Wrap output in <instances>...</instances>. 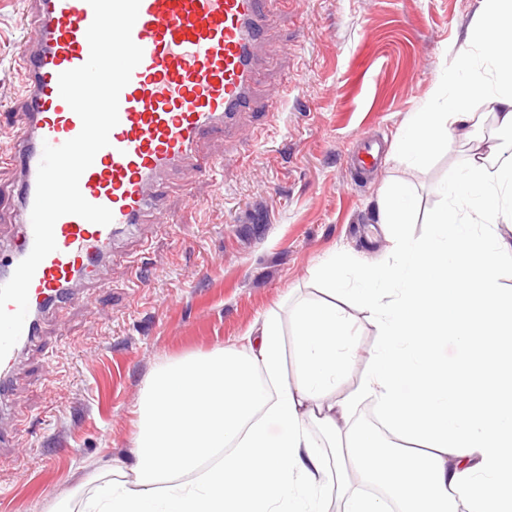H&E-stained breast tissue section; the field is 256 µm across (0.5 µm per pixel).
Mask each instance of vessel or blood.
<instances>
[{"label":"vessel or blood","instance_id":"1","mask_svg":"<svg viewBox=\"0 0 512 512\" xmlns=\"http://www.w3.org/2000/svg\"><path fill=\"white\" fill-rule=\"evenodd\" d=\"M33 26L21 51L25 82L19 123L0 164L17 175L7 244L0 272L12 276L32 250L31 210L44 145L76 137L79 116L62 99L58 77L85 64L87 30L94 17L88 0H33ZM288 0H141L133 41L143 58L119 96V122L110 144L82 174L84 198L111 210L103 226L68 214L54 226L57 244L37 267L28 292L29 311L19 341L0 361V402L9 396L12 371L25 349L36 346L45 321L84 306L83 287H105L117 240L132 235L145 246L147 229L168 225L162 206L167 175L214 172L223 157H209L204 139L243 128L262 75L264 51L278 7Z\"/></svg>","mask_w":512,"mask_h":512}]
</instances>
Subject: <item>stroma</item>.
<instances>
[{"label":"stroma","instance_id":"35a3bbf8","mask_svg":"<svg viewBox=\"0 0 512 512\" xmlns=\"http://www.w3.org/2000/svg\"><path fill=\"white\" fill-rule=\"evenodd\" d=\"M479 0H296L270 30L272 64L258 111L287 101L275 123L254 122L250 138L210 147L224 170L187 183L169 178L172 227L152 236L137 263L115 259L106 287L63 320L48 319L39 347L24 352L21 387L0 412L18 427L0 447V512H45L65 495L80 512L93 494L84 467L131 458L136 404L155 366L218 345L246 350L263 319L291 333L295 306L326 299L313 269L330 259L347 276L392 262L378 198L385 182L410 183L418 199L414 241L443 205L441 185L474 149L495 144L492 122L454 137L427 165L391 155L413 112L446 96L448 50L460 45ZM27 0H0V127L10 128L24 82L19 50L30 33ZM380 141L379 170L352 179L360 138ZM358 356L336 385L354 391L376 329L354 302Z\"/></svg>","mask_w":512,"mask_h":512}]
</instances>
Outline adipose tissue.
<instances>
[{
	"instance_id": "adipose-tissue-1",
	"label": "adipose tissue",
	"mask_w": 512,
	"mask_h": 512,
	"mask_svg": "<svg viewBox=\"0 0 512 512\" xmlns=\"http://www.w3.org/2000/svg\"><path fill=\"white\" fill-rule=\"evenodd\" d=\"M455 87L414 113L393 153L425 165L484 118L508 139L452 170L424 238H399L393 263L347 278L316 269L377 329L360 393L392 433L351 422L356 397L334 384L355 360L353 324L329 302L292 314L299 364L283 373L284 333L268 315L248 352L218 346L167 360L141 390L131 459L97 470L83 512H512V291L499 280L512 243V0H480ZM417 198L388 183L380 221L412 223Z\"/></svg>"
}]
</instances>
